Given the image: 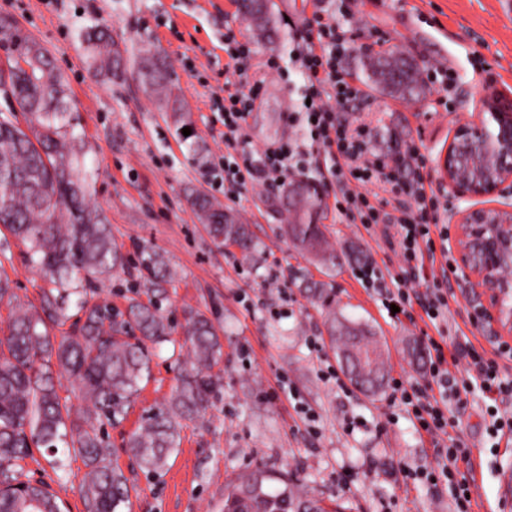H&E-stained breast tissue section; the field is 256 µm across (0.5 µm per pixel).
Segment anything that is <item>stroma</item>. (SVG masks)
Segmentation results:
<instances>
[{
  "mask_svg": "<svg viewBox=\"0 0 512 512\" xmlns=\"http://www.w3.org/2000/svg\"><path fill=\"white\" fill-rule=\"evenodd\" d=\"M349 3L367 24L365 43L421 57L425 66L449 71L451 80L444 88L426 85L415 100L393 98L369 80L366 53L353 49L346 65L369 98L345 104L342 118L369 125L375 149L385 154L399 142L415 141L426 173L437 175L439 154L456 123L474 113L485 89L512 96V0H334L332 9L343 12ZM271 11L278 33L272 45L243 21L236 0H0V16L41 43L70 88L81 118L87 201L106 216L128 258L124 271L97 285L91 301L122 309L144 293L143 250L163 253L172 272L162 303L172 339L156 349L149 381L111 430L113 459L136 487L130 512H222L225 484L257 466L300 480L331 510L454 512L448 495L435 494L423 479L405 478V471L428 467L431 444L405 412L391 406L389 393L369 397L350 384L339 390L320 374L340 362L326 333L325 310L304 293L308 283H332L337 314L373 329L392 378L423 379L425 364L410 363L405 351L423 345L425 324L391 320L354 276L360 261L382 259L379 241L337 215L336 186L323 176L322 147L287 118L304 83L295 56L304 45L300 29L312 14V0H271ZM95 27L109 29L125 58L121 79L102 82L89 74L83 36ZM229 28L254 51L249 77L263 75L274 84L255 101L246 136L256 149L291 138L304 142L300 173L323 188L320 222L339 256L333 270L315 265L282 237L287 218L266 205L281 185L231 200L216 184L225 144L212 93L224 85ZM150 50L166 57L180 111L159 108L136 77L139 57ZM271 56L279 58V69L260 73ZM186 127L192 137H184ZM196 193L237 214L254 249L216 245L191 207ZM0 250V267L16 293L38 304L45 283L23 246L1 227ZM274 274L279 287H267ZM447 277L457 299L450 307L454 329L446 337L447 353L464 338L488 346L486 331L470 322L468 290L458 271L448 268ZM191 308L212 319L224 343L222 387L202 417L184 423L162 475L149 477L131 468L123 439L169 395L179 363L188 358L181 326ZM469 401L461 435L478 465L471 512H512V442L489 435L481 395ZM33 456L26 473L51 487L62 512H85L78 492L82 459L67 457L64 469L55 470L45 449H34ZM343 475L348 484H340Z\"/></svg>",
  "mask_w": 512,
  "mask_h": 512,
  "instance_id": "obj_1",
  "label": "stroma"
}]
</instances>
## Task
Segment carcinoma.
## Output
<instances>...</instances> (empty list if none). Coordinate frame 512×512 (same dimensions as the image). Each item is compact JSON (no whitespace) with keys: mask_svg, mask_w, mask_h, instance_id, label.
Returning <instances> with one entry per match:
<instances>
[{"mask_svg":"<svg viewBox=\"0 0 512 512\" xmlns=\"http://www.w3.org/2000/svg\"><path fill=\"white\" fill-rule=\"evenodd\" d=\"M238 11L260 37L270 39L274 26L268 4L256 11V0H237ZM4 43L11 54L28 56V68L10 73L17 103L28 109L27 129L13 115L0 112V224L26 246V254L50 287L40 304L17 300L8 279L0 278V303L11 306L10 334L0 338V512H61L43 481L23 480L24 462L32 446L52 453L60 469L59 445L83 458L86 472L79 492L86 512H120L135 490L122 469L112 462L109 428L121 422L141 384L151 375L152 349L169 341L171 326L160 311L165 294L160 283L167 264L157 252L141 260L153 285L143 302L132 299L126 312H113L104 301L89 304L86 286L101 282L125 266L112 242L110 225L86 201L85 180L78 175L82 138L71 124L75 106L62 76L47 51L34 38L13 28ZM87 65L100 77H118L123 57L106 30L86 35ZM372 81L394 98L420 94L414 60L390 52L368 60ZM138 77L161 106L173 108L177 98L165 59L146 55ZM308 205L298 212L288 192L277 197L279 208L291 214L282 227L292 246L322 254L321 266L336 267L319 224V186L306 183ZM191 206L218 244L235 243L248 252L253 239L244 224L224 223V209L196 194ZM314 302L328 311L326 330L336 345V302L332 284L309 289ZM70 325V331H54ZM185 342L189 360L177 385L161 407L142 417L137 430L123 439L124 452L141 470L163 472L178 445L179 426L204 414L221 383L214 372L223 358V343L205 313L186 312ZM67 376L82 405L74 410L62 401L53 372ZM345 373L367 396L388 382L384 353L375 348L362 362H347ZM224 512H328L322 500L291 479L255 468L224 487Z\"/></svg>","mask_w":512,"mask_h":512,"instance_id":"cac0c4a2","label":"carcinoma"}]
</instances>
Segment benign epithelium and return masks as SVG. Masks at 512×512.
<instances>
[{
  "instance_id": "obj_1",
  "label": "benign epithelium",
  "mask_w": 512,
  "mask_h": 512,
  "mask_svg": "<svg viewBox=\"0 0 512 512\" xmlns=\"http://www.w3.org/2000/svg\"><path fill=\"white\" fill-rule=\"evenodd\" d=\"M477 119L457 124L438 168L448 197L471 202L448 212L451 242L480 324L512 333V98L495 90Z\"/></svg>"
}]
</instances>
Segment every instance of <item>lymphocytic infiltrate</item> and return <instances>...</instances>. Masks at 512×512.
<instances>
[{
  "label": "lymphocytic infiltrate",
  "instance_id": "obj_1",
  "mask_svg": "<svg viewBox=\"0 0 512 512\" xmlns=\"http://www.w3.org/2000/svg\"><path fill=\"white\" fill-rule=\"evenodd\" d=\"M315 2L304 24L306 48L297 58L306 102L289 112L288 121L303 126L311 142L322 145L323 175L339 190L337 214L362 225L369 235H381L387 251L399 260L395 273L368 260L358 267L357 280L372 288L383 307H398L400 316L411 317L414 308H421L437 332L427 340L424 383L406 386L398 381L393 392L417 432L433 444L435 465L425 471V479L435 487L446 485L456 512H470V482L453 480L449 469L450 462L466 456L467 448L449 431L460 427L469 395L479 392L488 401L493 433L512 434V371L506 366L512 359V344L497 343L489 352L467 341L454 356L446 355L439 338L448 331L451 290L447 278L428 277L426 270L436 260L438 245L447 244L448 227L439 221L429 178L420 175L408 180L401 174L403 161L420 160V149L413 142L403 144L399 163L388 164L370 148L367 129L340 119V105L366 96L352 85V75L344 66L347 51L364 37L365 24L348 9L335 15L332 0ZM267 91L266 82L256 80L246 89L228 91L213 100L224 116L228 142L221 180L225 196L238 197L260 184L284 183L304 153L302 142L291 139L264 147L256 155L240 156V148L248 144L245 125L253 102Z\"/></svg>",
  "mask_w": 512,
  "mask_h": 512
}]
</instances>
